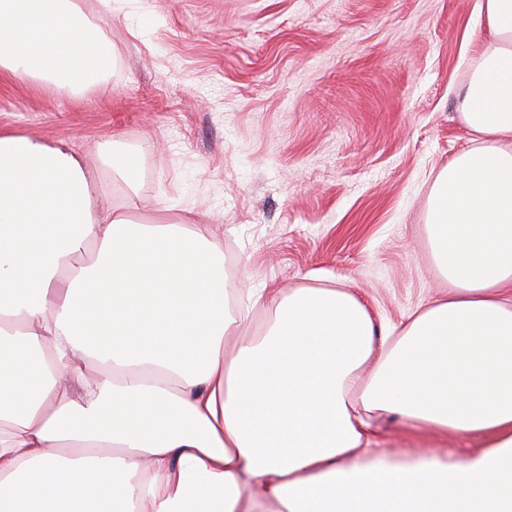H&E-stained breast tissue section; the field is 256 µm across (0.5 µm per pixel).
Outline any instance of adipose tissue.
<instances>
[{
    "label": "adipose tissue",
    "mask_w": 512,
    "mask_h": 512,
    "mask_svg": "<svg viewBox=\"0 0 512 512\" xmlns=\"http://www.w3.org/2000/svg\"><path fill=\"white\" fill-rule=\"evenodd\" d=\"M482 11L472 144L427 205L455 293L397 325L348 287L264 288L250 330L208 225L133 223L74 150L0 130V512H72L112 473L94 512H512V0ZM115 66L74 0H0V76L78 92ZM382 414L481 445L396 460Z\"/></svg>",
    "instance_id": "1"
}]
</instances>
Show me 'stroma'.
<instances>
[{
    "label": "stroma",
    "mask_w": 512,
    "mask_h": 512,
    "mask_svg": "<svg viewBox=\"0 0 512 512\" xmlns=\"http://www.w3.org/2000/svg\"><path fill=\"white\" fill-rule=\"evenodd\" d=\"M112 45L114 74L75 95L0 80V128L98 157L99 198L149 222L158 205L211 225L230 308L263 288L343 280L400 323L447 296L426 230L439 171L469 145L465 42L481 0H76ZM398 459L465 454L468 439L379 421ZM102 157L105 162L118 173L129 185L134 182L135 164L127 156L114 154L112 151L101 150Z\"/></svg>",
    "instance_id": "stroma-1"
}]
</instances>
